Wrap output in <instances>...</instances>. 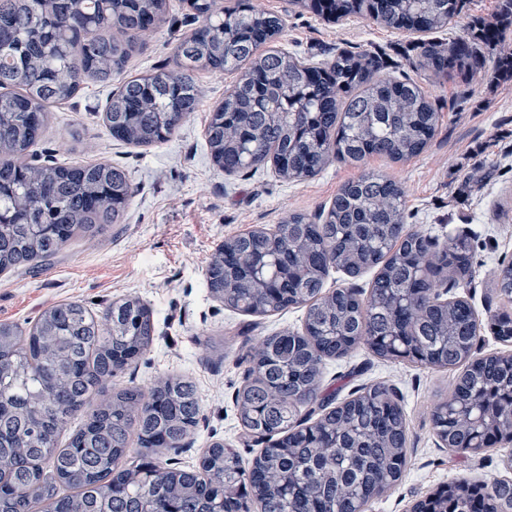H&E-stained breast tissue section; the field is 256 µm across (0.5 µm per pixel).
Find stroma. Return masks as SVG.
I'll return each instance as SVG.
<instances>
[{"mask_svg": "<svg viewBox=\"0 0 512 512\" xmlns=\"http://www.w3.org/2000/svg\"><path fill=\"white\" fill-rule=\"evenodd\" d=\"M250 3L284 19L279 45L288 52L322 62L340 50L365 51L380 56L391 75L422 81L440 113L427 148L402 162L377 156L361 165L335 162L298 182L282 181L266 167L225 174L211 160L205 126L235 76L207 71L196 76V112L168 141L142 149L113 140L103 122L113 90L124 77L173 65L177 39L196 26L182 0H169L164 21L140 37L123 74L108 82L85 80L70 103L52 107L37 151L65 163L125 167L135 194L120 222L64 249L49 266L0 276V322L25 327L45 308L64 301L81 302L95 313L126 296L147 304L154 340L111 385H133L147 394L170 375L194 382L201 404L199 423L172 455L185 468L196 466L203 449L215 441L237 448L246 462L259 451L260 442L243 429L235 405L245 360L260 350L264 336L302 326L301 309L251 317L211 295L207 264L225 238L273 228L291 213L317 217L342 185L375 172L402 186L411 227L440 245L452 237L469 241L474 273L448 295L468 300L480 321L501 308L492 278L501 261L512 260V80L497 78L494 62L473 76L432 83L416 67V36L363 16L327 23L296 0ZM323 372L325 384L339 388L344 398L377 384L394 388L402 397L409 424L405 476L375 499L369 512H410L418 500L456 478L485 484L505 478L512 446L464 455L437 437L432 413L448 396L452 372L406 359L384 360L363 346L348 357L326 361Z\"/></svg>", "mask_w": 512, "mask_h": 512, "instance_id": "stroma-1", "label": "stroma"}]
</instances>
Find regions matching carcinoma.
I'll use <instances>...</instances> for the list:
<instances>
[{
    "mask_svg": "<svg viewBox=\"0 0 512 512\" xmlns=\"http://www.w3.org/2000/svg\"><path fill=\"white\" fill-rule=\"evenodd\" d=\"M168 0H0V275L50 263L64 248L117 224L134 194L128 171L105 163L36 162L48 105L90 78L109 82L154 29ZM199 26L179 39L174 65L130 78L112 94V137L137 147L166 141L199 104L196 74L238 73L206 126L214 163L234 174L265 166L283 181L311 178L332 162H394L421 154L439 126L415 80L383 73L380 57L342 50L310 63L271 46L283 19L224 0H184ZM338 22L368 17L385 28L435 34L459 0H298ZM512 29V0L446 42L419 43L427 79L466 76ZM377 269L371 289H325L330 271ZM463 240L441 248L405 223V194L367 172L342 186L318 221L292 213L274 229L229 237L211 254V294L241 314L304 311L302 328L264 338L235 394L241 424L266 442L245 464L210 443L196 468L158 461L199 422L195 384L172 375L148 396L107 393L151 346L155 325L138 298L92 313L78 301L41 312L32 326L0 323V512H366L402 480L408 426L401 397L373 385L336 401L322 365L363 344L377 357L458 371L433 424L468 452L512 433V361L479 356L480 324L468 301L444 300L436 281L471 277ZM512 303V262L493 278ZM512 342V310L490 318ZM77 427H72L75 419ZM137 448L129 456L130 448ZM418 512H512V479H455Z\"/></svg>",
    "mask_w": 512,
    "mask_h": 512,
    "instance_id": "obj_1",
    "label": "carcinoma"
}]
</instances>
